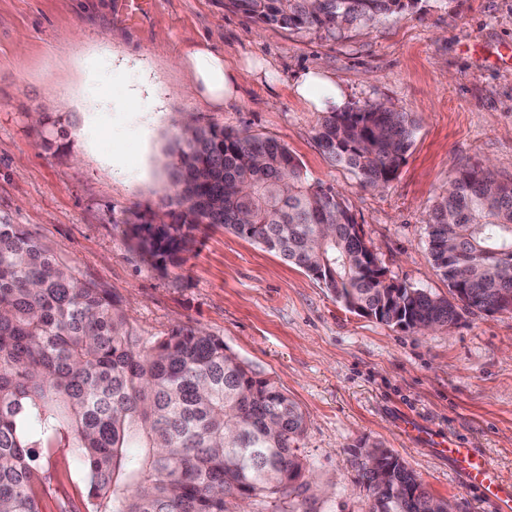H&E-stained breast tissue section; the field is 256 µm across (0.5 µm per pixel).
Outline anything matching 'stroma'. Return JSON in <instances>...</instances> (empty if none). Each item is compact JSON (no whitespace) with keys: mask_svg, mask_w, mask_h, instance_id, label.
Listing matches in <instances>:
<instances>
[{"mask_svg":"<svg viewBox=\"0 0 512 512\" xmlns=\"http://www.w3.org/2000/svg\"><path fill=\"white\" fill-rule=\"evenodd\" d=\"M214 32L226 62L262 58L278 83L248 78L228 109L192 97V75L174 58ZM507 41L512 0H419L336 38L252 22L224 0H0V222L23 225L119 296L138 334L200 327L274 380L307 418L300 452L322 489L312 512H367L362 443L398 455L456 512H498L401 425L474 449L512 481V312L470 309L426 333L389 326L220 226L201 230L185 263L163 274L112 216L168 211L185 124L269 136L341 195L391 279L447 296L427 250L428 214L463 166L486 164L512 182V66L492 61ZM316 67L345 108L383 102L416 118L385 187L326 161L321 112L293 92ZM128 95L134 111H116ZM40 462L54 476L42 512H82L84 477L68 449Z\"/></svg>","mask_w":512,"mask_h":512,"instance_id":"35a3bbf8","label":"stroma"}]
</instances>
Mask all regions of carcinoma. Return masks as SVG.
I'll list each match as a JSON object with an SVG mask.
<instances>
[{"instance_id": "carcinoma-1", "label": "carcinoma", "mask_w": 512, "mask_h": 512, "mask_svg": "<svg viewBox=\"0 0 512 512\" xmlns=\"http://www.w3.org/2000/svg\"><path fill=\"white\" fill-rule=\"evenodd\" d=\"M416 0H224L253 22L331 36L367 28ZM408 112L382 103L329 112L318 146L373 187L396 175L415 136ZM165 217L125 209L112 223L165 273L201 226H221L304 269L345 308L415 332L460 311L512 312V182L460 168L433 206L427 250L448 297L385 286L378 258L339 194L310 182L280 141L218 126L176 143ZM465 246L471 277L456 279ZM306 419L271 379L193 326L144 338L121 300L20 224L0 223V512H40L51 475L39 448L67 441L86 476L88 512H225V498L262 496L311 512L299 441ZM367 512H446L390 451L358 446ZM376 462L380 470L369 464Z\"/></svg>"}]
</instances>
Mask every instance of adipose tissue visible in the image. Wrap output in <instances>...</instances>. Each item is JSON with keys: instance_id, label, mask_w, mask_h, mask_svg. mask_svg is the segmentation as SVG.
Listing matches in <instances>:
<instances>
[{"instance_id": "1", "label": "adipose tissue", "mask_w": 512, "mask_h": 512, "mask_svg": "<svg viewBox=\"0 0 512 512\" xmlns=\"http://www.w3.org/2000/svg\"><path fill=\"white\" fill-rule=\"evenodd\" d=\"M178 62L192 74V94L217 106L237 103L241 82L252 74L261 72L268 82L276 80L275 71L261 63L245 68L232 67L208 40L187 50ZM295 91L322 109L341 106L343 101L341 90L318 68L301 74L295 83Z\"/></svg>"}]
</instances>
